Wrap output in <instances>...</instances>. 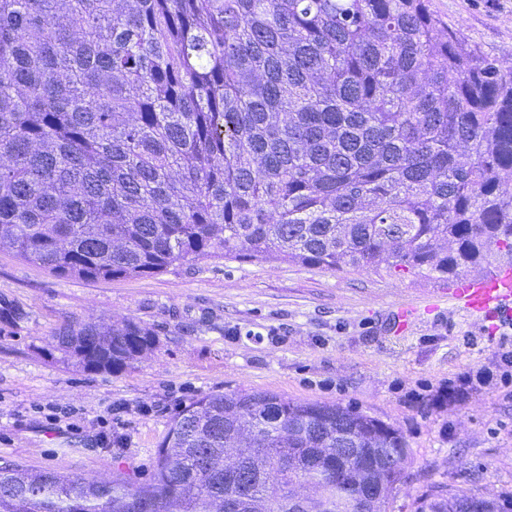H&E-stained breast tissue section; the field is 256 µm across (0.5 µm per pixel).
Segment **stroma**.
I'll return each mask as SVG.
<instances>
[{
	"label": "stroma",
	"instance_id": "35a3bbf8",
	"mask_svg": "<svg viewBox=\"0 0 512 512\" xmlns=\"http://www.w3.org/2000/svg\"><path fill=\"white\" fill-rule=\"evenodd\" d=\"M502 69L512 68V0H430ZM447 283L386 266L328 270L274 254L206 259L139 277H59L0 248V460L33 472L147 480L173 419L212 393L266 391L350 407L409 442L391 512H413L431 484L512 496V329L430 296ZM418 312L393 331L397 306ZM126 319L156 349L125 371L65 361L53 335L76 320ZM112 445L103 447L104 424Z\"/></svg>",
	"mask_w": 512,
	"mask_h": 512
}]
</instances>
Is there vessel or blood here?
<instances>
[{
    "instance_id": "b4317fda",
    "label": "vessel or blood",
    "mask_w": 512,
    "mask_h": 512,
    "mask_svg": "<svg viewBox=\"0 0 512 512\" xmlns=\"http://www.w3.org/2000/svg\"><path fill=\"white\" fill-rule=\"evenodd\" d=\"M448 301L486 323L512 320V266L498 267L479 280L458 278L448 290Z\"/></svg>"
}]
</instances>
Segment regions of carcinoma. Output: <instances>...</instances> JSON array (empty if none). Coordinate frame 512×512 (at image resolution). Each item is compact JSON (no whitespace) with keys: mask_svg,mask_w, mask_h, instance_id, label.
Segmentation results:
<instances>
[{"mask_svg":"<svg viewBox=\"0 0 512 512\" xmlns=\"http://www.w3.org/2000/svg\"><path fill=\"white\" fill-rule=\"evenodd\" d=\"M4 244L92 280L271 253L488 276L512 264V71L428 0H0ZM157 343L132 320L77 321L55 349L120 373ZM288 455L308 512L366 482V512H389L409 444L336 404L208 394L149 482L2 461L0 512H288ZM229 462L255 478L239 511ZM467 501L435 484L414 512Z\"/></svg>","mask_w":512,"mask_h":512,"instance_id":"cac0c4a2","label":"carcinoma"}]
</instances>
